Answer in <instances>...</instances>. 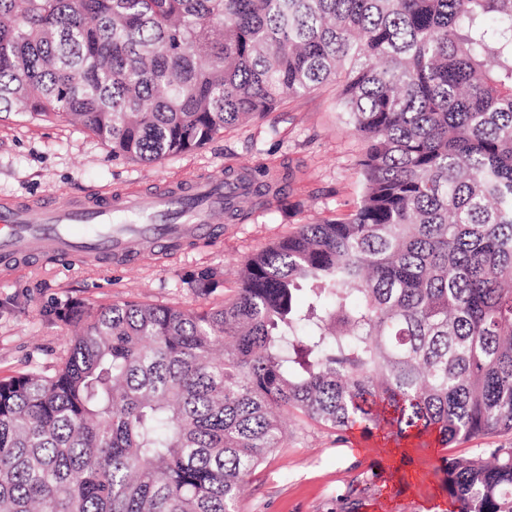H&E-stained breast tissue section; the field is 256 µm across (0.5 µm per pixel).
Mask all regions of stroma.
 <instances>
[{"instance_id": "35a3bbf8", "label": "stroma", "mask_w": 512, "mask_h": 512, "mask_svg": "<svg viewBox=\"0 0 512 512\" xmlns=\"http://www.w3.org/2000/svg\"><path fill=\"white\" fill-rule=\"evenodd\" d=\"M328 84L280 104L262 118L217 135L201 149L158 163L112 157L87 130L65 119L34 120L0 113V198L61 203L93 189L149 195L196 175L223 177L239 166H262L281 181L287 203L244 207L241 219H221L219 237L179 251H161L120 267L106 261L69 265L44 256L0 275V379L52 369L72 329L58 313L74 303L93 307L137 301L183 309L223 303L245 261L302 224L352 213L362 184L364 146L337 106ZM205 268L224 273V286L208 296L186 285ZM288 443L270 455L244 487L238 512H441L445 499L432 471L435 458L411 452L399 466L390 448L359 436L291 420ZM378 489L365 491L366 480Z\"/></svg>"}]
</instances>
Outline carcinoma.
I'll return each mask as SVG.
<instances>
[{
  "instance_id": "1",
  "label": "carcinoma",
  "mask_w": 512,
  "mask_h": 512,
  "mask_svg": "<svg viewBox=\"0 0 512 512\" xmlns=\"http://www.w3.org/2000/svg\"><path fill=\"white\" fill-rule=\"evenodd\" d=\"M328 82L365 145L354 212L254 254L220 307L59 314L54 369L0 379V512H237L286 414L429 454L512 435V0H0V112L114 158ZM439 461L453 512H512L511 443Z\"/></svg>"
}]
</instances>
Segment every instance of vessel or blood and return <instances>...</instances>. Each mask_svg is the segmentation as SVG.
<instances>
[{
	"label": "vessel or blood",
	"instance_id": "1",
	"mask_svg": "<svg viewBox=\"0 0 512 512\" xmlns=\"http://www.w3.org/2000/svg\"><path fill=\"white\" fill-rule=\"evenodd\" d=\"M243 200L239 190H225L223 179L212 177L190 179L147 200L102 189L62 204L1 200L0 265L17 268L44 254L68 260L109 257L129 265L171 242L215 235L211 217ZM118 217L129 221L122 234L90 238L82 231L83 225Z\"/></svg>",
	"mask_w": 512,
	"mask_h": 512
}]
</instances>
